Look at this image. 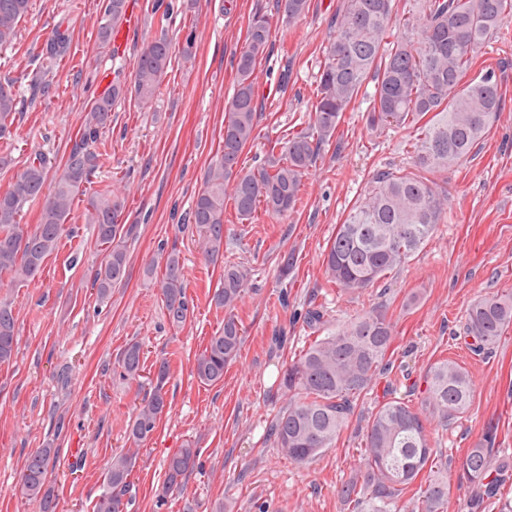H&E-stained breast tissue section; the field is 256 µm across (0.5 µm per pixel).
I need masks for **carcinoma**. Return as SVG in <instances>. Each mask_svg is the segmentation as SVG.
<instances>
[{
	"label": "carcinoma",
	"mask_w": 512,
	"mask_h": 512,
	"mask_svg": "<svg viewBox=\"0 0 512 512\" xmlns=\"http://www.w3.org/2000/svg\"><path fill=\"white\" fill-rule=\"evenodd\" d=\"M414 2L412 12L401 15L396 0H341L334 35L322 50L311 124L270 141L267 159L253 168L245 166L243 154L259 136L255 70L269 51L272 21L260 11L250 19L245 46L236 60L235 89L224 110L219 147L188 212L206 261L222 266L221 285L210 301L224 309V326L195 355L192 372L200 383L224 380V369L238 357L244 334L237 307L250 271L224 257L226 200H231L242 221L253 219L261 209L272 216L295 212L304 176L320 152L339 141L342 117L355 105L368 103L361 119L373 133L393 127L414 129V170H379L372 176L364 197L337 225L324 250L326 283L351 293L373 286L401 267L446 222L448 193L431 175L467 158L499 116L502 95L496 68L481 57L487 43L512 22V0ZM30 8L31 0H0V48L14 43L19 22ZM309 8L310 0H277V10L290 23ZM102 9L97 41L105 48L125 19L127 0H102ZM69 43V27L61 23L43 55L55 59L66 53ZM170 65V43L161 36L138 56L132 86L116 77L92 100L89 116L49 193L43 190L55 159L37 153L25 161L8 190L0 194V278L24 283L41 274L45 260L59 249L76 198L91 183L115 105L129 96L142 103L152 101ZM475 68V76L464 81ZM30 86L45 96L53 83L37 71ZM20 104L15 81L0 79V139L5 142L10 141ZM38 200L40 219L31 229L22 223L24 209ZM122 208L121 200L105 188L96 192L87 208V221L96 226L97 239L105 246L92 282L102 302L126 277L128 250L124 225L118 223ZM157 265L163 268L158 288L168 317L182 324L189 300L180 253L160 252L147 265L146 276H153ZM304 322L320 331L323 307L308 308ZM511 327L512 293L489 294L466 310L463 341L479 356L493 349ZM393 340L390 319L374 309L338 326L334 333L314 337L282 371L279 386L290 398L271 422L268 435L290 460L307 464L335 445L358 399L389 369ZM16 344L12 305L0 299V366L12 361ZM142 358V344L127 343L118 360L120 375L138 376ZM170 370L169 360L156 362L152 388L127 424L131 442L139 444L156 430L168 405ZM422 394L425 413L412 400L396 397L384 399L371 412L360 466L337 490L350 512H401L405 501L413 504L411 512H447L448 468L432 436L430 418L446 426L464 417L474 403V383L457 361L442 357L430 366ZM496 430V424L488 423L479 441L459 460L462 477L480 491L464 505L467 512H478L484 499L503 496L512 484V455L493 453ZM55 454L56 449L43 448L29 456L20 475L21 494L38 504L40 512L51 509L46 485ZM197 454L198 449L188 446L168 459L165 492L183 487ZM136 464L134 448L112 456L93 512H125L124 495Z\"/></svg>",
	"instance_id": "1"
}]
</instances>
